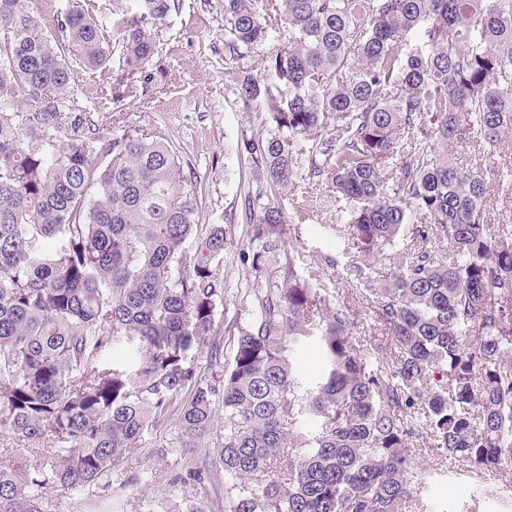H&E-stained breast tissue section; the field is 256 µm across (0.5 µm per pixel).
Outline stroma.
<instances>
[{"label": "stroma", "instance_id": "stroma-1", "mask_svg": "<svg viewBox=\"0 0 512 512\" xmlns=\"http://www.w3.org/2000/svg\"><path fill=\"white\" fill-rule=\"evenodd\" d=\"M121 52L120 43H113L111 63L94 70L73 64L75 97L103 133H112V115L119 112L125 125L162 134L176 148L202 221L226 227L219 276L227 287H239L249 267L241 260V227L230 217L239 210L237 187L248 174L238 147L250 124L224 80V0H180L157 31L150 78L137 74L118 87ZM283 204L305 210L291 224L290 236L307 266L321 271L325 288L343 287L359 256L351 240L336 235V204L326 187L297 181ZM155 442L146 436L124 464L125 471L147 473L146 484L132 488L116 476L112 494L128 512H186L193 487L172 483L173 460L158 457ZM418 464L428 478L424 499L430 512H512V470L484 483L464 463L429 448L420 449Z\"/></svg>", "mask_w": 512, "mask_h": 512}]
</instances>
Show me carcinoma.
<instances>
[{
  "instance_id": "carcinoma-1",
  "label": "carcinoma",
  "mask_w": 512,
  "mask_h": 512,
  "mask_svg": "<svg viewBox=\"0 0 512 512\" xmlns=\"http://www.w3.org/2000/svg\"><path fill=\"white\" fill-rule=\"evenodd\" d=\"M118 2L122 71L149 80L179 0ZM60 28L62 46L32 0H0V512H44L55 488L100 507L171 421L160 457L214 449L175 478L203 499V472L224 474V512H423L420 441L473 473L512 465V225L491 224L512 167L450 153L512 129V0H224V75L257 122L234 292L173 146L82 116L71 64L110 61L103 26L72 5ZM260 49V73L237 69ZM298 177L327 184L362 257L333 294L289 246ZM357 292L389 345L356 336ZM230 296L256 315L229 320L222 364ZM308 342L312 380L292 358Z\"/></svg>"
}]
</instances>
